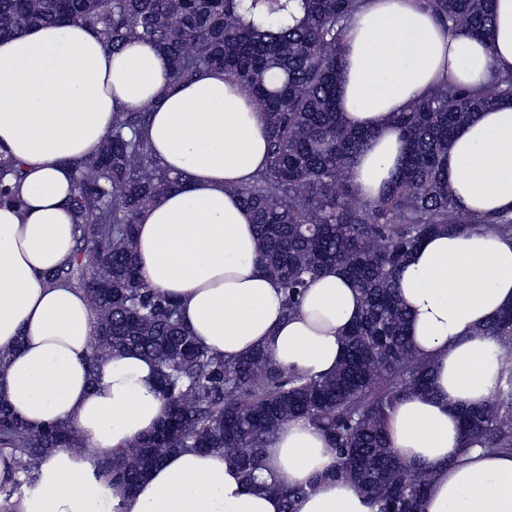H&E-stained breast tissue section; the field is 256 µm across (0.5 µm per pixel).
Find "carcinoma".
Returning a JSON list of instances; mask_svg holds the SVG:
<instances>
[{"label": "carcinoma", "mask_w": 512, "mask_h": 512, "mask_svg": "<svg viewBox=\"0 0 512 512\" xmlns=\"http://www.w3.org/2000/svg\"><path fill=\"white\" fill-rule=\"evenodd\" d=\"M367 0H0V38L39 24L80 22L112 50L150 42L171 59L173 79L189 82L219 68L263 113L267 160L233 192L250 212L259 265L280 288L284 313L302 290L336 266L358 288L359 317L343 338L344 356L329 373L287 372L266 348L226 360L207 351L183 324L177 302L150 287L135 262L136 219L179 183L142 137L153 104L117 109L99 153L77 166L69 206L73 251L47 277L83 291L96 330L90 372L126 351L156 367L169 410L149 436L97 457L110 491L130 494L167 455L220 451L250 487L278 494L283 512L315 483L292 487L270 475L264 449L285 423L305 418L336 448V477L353 483L379 512H423L429 473L404 462L389 441L390 411L409 393L431 390L433 366L414 350L399 274L428 236L477 225L512 238V214L459 207L448 189V146L458 126L512 97V72L473 86L438 81L392 121L405 160L388 191L372 203L357 194L351 171L373 137L348 125L338 103L345 35ZM443 26L464 27L488 42L494 0H423ZM20 164L0 160V204L21 205ZM488 331L512 349V307ZM463 438L512 453V357L498 361L496 382L480 405L459 412ZM82 448L73 423L28 427L0 401V455L13 475L0 482L10 501L36 481L57 448Z\"/></svg>", "instance_id": "1"}]
</instances>
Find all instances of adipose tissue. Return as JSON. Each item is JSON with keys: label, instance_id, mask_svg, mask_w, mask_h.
Listing matches in <instances>:
<instances>
[{"label": "adipose tissue", "instance_id": "obj_1", "mask_svg": "<svg viewBox=\"0 0 512 512\" xmlns=\"http://www.w3.org/2000/svg\"><path fill=\"white\" fill-rule=\"evenodd\" d=\"M495 70L512 71V0H496L487 42L436 23L421 0H367L345 39L340 82L347 124L374 133L353 167L359 195L378 199L404 161L393 113L439 78L479 84ZM148 101L142 135L163 168L187 179L140 214L136 261L148 285L179 302L191 334L228 360L266 347L283 369L321 374L341 360L360 313L357 289L329 267L285 317L281 292L258 265L252 218L229 191L263 167L266 124L223 71L174 82L156 46L115 52L79 22L1 39L0 156L23 167L24 206H0V348L17 350L0 398L32 428L69 421L86 439L84 450L57 449L8 512H105L94 456L150 434L168 413L155 368L139 353L115 357L90 380L89 301L45 283L74 246L76 164L99 152L116 108ZM448 185L464 209L512 214V100L456 131ZM399 291L413 347L434 367L431 393L400 399L390 415L393 448L432 476L424 512H512V453L468 445L458 423L459 410L493 385L502 347L484 328L512 306V239L478 228L429 236L405 263ZM266 459L288 485L317 481L296 512H379L336 479L335 448L306 420L283 425ZM120 501L122 512L283 508L247 487L223 453L192 449L165 458Z\"/></svg>", "mask_w": 512, "mask_h": 512}]
</instances>
